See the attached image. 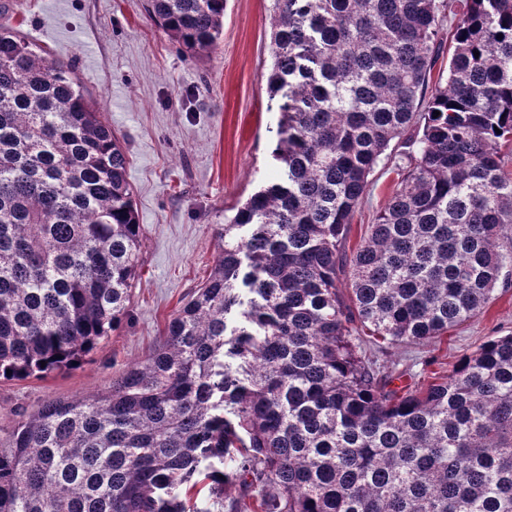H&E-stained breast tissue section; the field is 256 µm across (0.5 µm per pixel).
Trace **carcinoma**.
I'll return each mask as SVG.
<instances>
[{"label": "carcinoma", "mask_w": 512, "mask_h": 512, "mask_svg": "<svg viewBox=\"0 0 512 512\" xmlns=\"http://www.w3.org/2000/svg\"><path fill=\"white\" fill-rule=\"evenodd\" d=\"M270 2L279 175L144 361L15 422L0 512H512V335L400 388L362 343L439 342L512 271V0ZM225 4L146 11L201 56ZM395 140L408 165L350 250ZM128 164L72 64L0 26V380L81 363L127 315Z\"/></svg>", "instance_id": "carcinoma-1"}]
</instances>
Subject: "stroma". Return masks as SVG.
<instances>
[{
    "label": "stroma",
    "instance_id": "stroma-1",
    "mask_svg": "<svg viewBox=\"0 0 512 512\" xmlns=\"http://www.w3.org/2000/svg\"><path fill=\"white\" fill-rule=\"evenodd\" d=\"M146 0H14L0 24L17 25L48 58L72 63L103 118L123 140L143 236L129 312L81 366L43 379L0 382V440L19 415L50 398L109 388L145 360L171 315L215 264L217 224L278 173L279 112L269 107V0H227L224 32L193 57L147 16ZM395 175L380 167L352 221L350 244L387 203ZM512 333V280L484 312L443 342L372 347L401 372L425 358L451 368L492 336Z\"/></svg>",
    "mask_w": 512,
    "mask_h": 512
}]
</instances>
